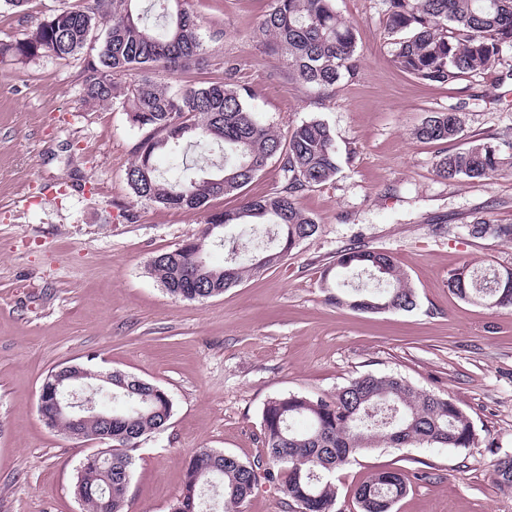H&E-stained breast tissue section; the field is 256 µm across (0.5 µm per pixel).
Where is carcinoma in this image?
<instances>
[{
	"label": "carcinoma",
	"mask_w": 512,
	"mask_h": 512,
	"mask_svg": "<svg viewBox=\"0 0 512 512\" xmlns=\"http://www.w3.org/2000/svg\"><path fill=\"white\" fill-rule=\"evenodd\" d=\"M183 0H80L62 3L24 38L0 42V56L20 63L44 56L67 60L85 55L81 89L87 102H110L128 112L146 135L137 144L127 182L135 198L163 207L197 211L210 200L235 195L268 162L280 164L284 185L268 196L248 199L232 210L206 213L200 233L180 252L154 256L147 273L172 297L194 301L218 296L254 273L281 261L317 224L303 211L298 197L332 180L339 171L335 138L320 120L303 121L281 137L251 104L250 90L238 83L240 64L220 62L223 78L199 86L158 82L145 71L160 67L171 75L205 61L197 20L182 8ZM334 0H269L261 23L265 48L279 56L288 80L326 94L358 74L354 25L341 18ZM384 33L391 61L416 78L439 84L496 72V81H512V0H384ZM140 70L135 82L118 79ZM462 123L456 112L431 114L414 135L427 142H454ZM208 154L205 176L183 165L179 174L160 171V155L184 159L190 149ZM512 138H475L468 147L439 157L442 179L489 180L501 171ZM245 226L270 246L246 258L238 245L221 236L223 226ZM475 238L493 235L512 240V224H493L479 217L470 225ZM212 243L228 246L222 266L206 263ZM364 272L375 282L349 294L331 293L338 306L368 302L387 311L410 312L416 293L394 257L353 244L341 250L323 272L327 288H341L349 272ZM461 299L487 308H512V268H475L466 264L448 277ZM141 378L91 363L69 369L62 387L90 389L98 415L80 424L86 434L108 431L112 438L95 457L81 460L74 495L85 512H124L133 456L148 435L163 430L172 403L165 390L139 385ZM266 454L254 461L203 449L187 462L181 495L171 512H242L261 482L282 487L300 512H333L336 471L360 452L374 448L437 445L466 449L475 434L466 412L451 398L415 388L394 375L367 374L336 393L307 398L288 394L271 398L262 412ZM496 485L512 491V456L492 465ZM409 475L380 471L355 488L360 512H392L407 491Z\"/></svg>",
	"instance_id": "cac0c4a2"
}]
</instances>
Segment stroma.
I'll use <instances>...</instances> for the list:
<instances>
[{"label": "stroma", "instance_id": "obj_1", "mask_svg": "<svg viewBox=\"0 0 512 512\" xmlns=\"http://www.w3.org/2000/svg\"><path fill=\"white\" fill-rule=\"evenodd\" d=\"M59 4L28 0L1 13L0 40L23 38ZM184 7L200 21L208 63L179 84L217 80L220 59L238 60L253 106L280 133L328 123L340 171L300 196L318 230L287 257L220 296L177 300L145 267L198 234L204 216L133 196L126 172L142 130L121 108L84 103L83 57L0 61V512H82L72 486L91 447L47 427L38 403L51 370L89 361L148 380L173 403L166 428L134 457L125 512H169L201 449L263 456L270 398L327 397L368 373L451 397L476 441L357 455L336 475L337 512H359L357 484L383 469L412 475L393 512H512V492L492 479L493 462L512 455V310L448 288L468 263L512 267V240L468 233L477 216L512 224V164L488 181L444 180L435 164L447 144L414 136L428 115L448 111L462 120L457 147L512 135V82L419 80L390 60L384 0H335L357 29L360 72L322 99L289 83L265 51L258 29L269 0ZM282 184L273 162L210 206L233 209ZM354 243L394 256L416 292L414 310L327 303L321 272Z\"/></svg>", "mask_w": 512, "mask_h": 512}]
</instances>
